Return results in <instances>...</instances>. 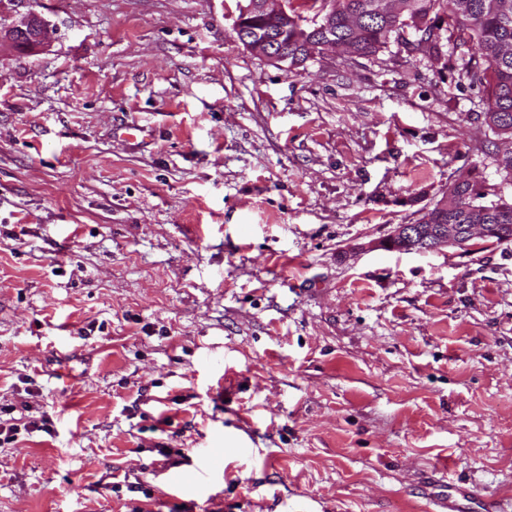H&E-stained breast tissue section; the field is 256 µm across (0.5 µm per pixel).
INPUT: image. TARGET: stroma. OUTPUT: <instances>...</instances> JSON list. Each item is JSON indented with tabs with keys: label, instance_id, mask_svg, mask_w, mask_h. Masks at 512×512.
<instances>
[{
	"label": "stroma",
	"instance_id": "stroma-1",
	"mask_svg": "<svg viewBox=\"0 0 512 512\" xmlns=\"http://www.w3.org/2000/svg\"><path fill=\"white\" fill-rule=\"evenodd\" d=\"M242 2L0 0L56 29L0 50V418L45 425L0 512L512 500V242L382 245L457 180L512 198L487 90L445 42L286 68Z\"/></svg>",
	"mask_w": 512,
	"mask_h": 512
}]
</instances>
